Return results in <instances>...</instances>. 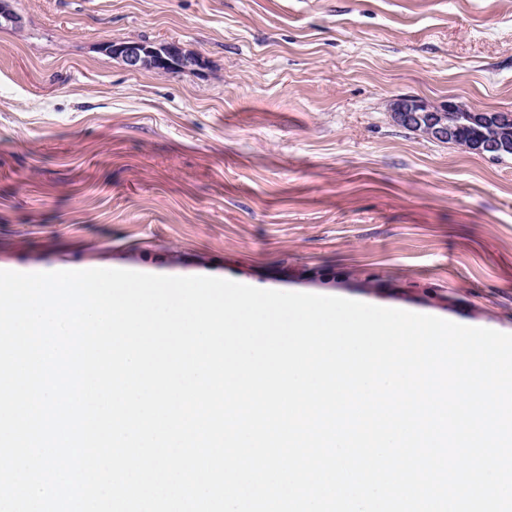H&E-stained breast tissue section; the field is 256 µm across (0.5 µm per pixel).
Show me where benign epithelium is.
<instances>
[{"label": "benign epithelium", "instance_id": "obj_1", "mask_svg": "<svg viewBox=\"0 0 512 512\" xmlns=\"http://www.w3.org/2000/svg\"><path fill=\"white\" fill-rule=\"evenodd\" d=\"M106 51L119 58L131 70L147 68L175 69L193 71L200 64L198 56L188 54L175 42L160 46H145L139 42L108 41L104 44ZM391 111L398 124L420 129L428 137L437 141H446L457 133L458 117L466 113V118L476 125H489L495 130L472 144L469 151L491 157L501 156L512 151V140L502 137L512 124L511 113H488L470 108L452 98L433 104L417 96H403L391 104Z\"/></svg>", "mask_w": 512, "mask_h": 512}]
</instances>
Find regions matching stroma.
I'll return each instance as SVG.
<instances>
[{
	"label": "stroma",
	"instance_id": "obj_1",
	"mask_svg": "<svg viewBox=\"0 0 512 512\" xmlns=\"http://www.w3.org/2000/svg\"><path fill=\"white\" fill-rule=\"evenodd\" d=\"M0 270L341 296L512 334V156L392 99L512 112V0H10ZM178 41L195 72L107 40ZM150 46L142 45L139 42L108 41L104 48L113 57L120 58L130 70L154 69H175L179 71H193L200 64L198 56L185 53L175 42L164 43V45L153 46V43L142 41Z\"/></svg>",
	"mask_w": 512,
	"mask_h": 512
}]
</instances>
